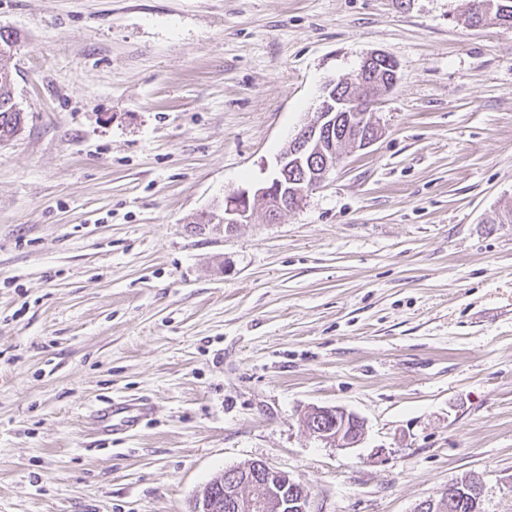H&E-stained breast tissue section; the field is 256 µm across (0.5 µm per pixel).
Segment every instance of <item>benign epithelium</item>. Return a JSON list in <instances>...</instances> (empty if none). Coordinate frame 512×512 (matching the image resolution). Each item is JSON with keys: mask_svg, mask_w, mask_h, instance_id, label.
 I'll use <instances>...</instances> for the list:
<instances>
[{"mask_svg": "<svg viewBox=\"0 0 512 512\" xmlns=\"http://www.w3.org/2000/svg\"><path fill=\"white\" fill-rule=\"evenodd\" d=\"M473 9L485 21L496 22L512 11L507 0H477ZM390 57L373 51L363 60L355 78L331 80L324 87L315 118L300 128L277 158L272 178L252 189H243L224 199V208L213 218L230 232L238 224L252 222L255 205L264 204V220L276 222L280 215L299 207L306 193L288 198V172L298 166L308 168L304 182L312 188L342 160L344 146L365 149L381 131L373 106L390 93L398 81L397 70L384 71ZM308 430L322 440L350 448L361 441L364 421L339 407H318L311 412ZM480 484L469 476L448 485L438 500H425L415 512H468L479 510ZM195 512H311L309 496L303 487L284 472L261 460L227 469L218 476L213 490L198 493Z\"/></svg>", "mask_w": 512, "mask_h": 512, "instance_id": "1", "label": "benign epithelium"}]
</instances>
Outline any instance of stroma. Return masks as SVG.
<instances>
[{
    "instance_id": "obj_1",
    "label": "stroma",
    "mask_w": 512,
    "mask_h": 512,
    "mask_svg": "<svg viewBox=\"0 0 512 512\" xmlns=\"http://www.w3.org/2000/svg\"><path fill=\"white\" fill-rule=\"evenodd\" d=\"M469 0H0V512H192L224 470L312 512H512V30ZM398 64L382 133L278 221L265 182L330 79ZM148 397L129 437L91 412ZM363 418L341 448L313 408ZM24 118L14 100L12 74L0 63V141L14 137L22 129ZM468 476L464 480L448 485L447 491L439 500H425L418 504L414 512H457L467 502L469 512H480V481Z\"/></svg>"
}]
</instances>
